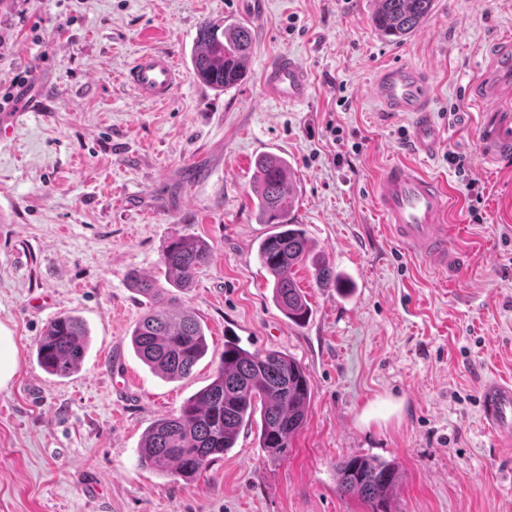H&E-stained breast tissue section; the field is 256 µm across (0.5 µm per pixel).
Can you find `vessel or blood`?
I'll use <instances>...</instances> for the list:
<instances>
[{"mask_svg":"<svg viewBox=\"0 0 512 512\" xmlns=\"http://www.w3.org/2000/svg\"><path fill=\"white\" fill-rule=\"evenodd\" d=\"M491 62L471 86L476 104L484 109L478 137L484 161L512 163V37L497 39L489 50ZM175 59L164 52L138 56L124 75L126 84L141 98L167 100L180 81ZM267 93L285 105L303 103L311 90L310 75L295 57L274 58L263 75ZM372 96L382 115L406 113L412 118L411 148L423 158L432 156L439 132L431 111L432 88L417 67L387 64L372 85ZM379 211L394 237L433 267L447 268L449 232L444 222L447 191L437 179L417 167L396 162L387 167L377 196ZM483 422L499 447H512V384L491 379L481 390Z\"/></svg>","mask_w":512,"mask_h":512,"instance_id":"vessel-or-blood-1","label":"vessel or blood"}]
</instances>
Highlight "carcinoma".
Returning a JSON list of instances; mask_svg holds the SVG:
<instances>
[{"label": "carcinoma", "mask_w": 512, "mask_h": 512, "mask_svg": "<svg viewBox=\"0 0 512 512\" xmlns=\"http://www.w3.org/2000/svg\"><path fill=\"white\" fill-rule=\"evenodd\" d=\"M433 4L434 0H377L373 21L384 35L403 38L418 30ZM252 46V30L245 23L228 20L221 30L203 25L192 52L197 78L217 90L233 87L246 74ZM253 192L261 223L273 225L258 245V259L273 277L275 304L289 320L301 324L310 306L287 272L308 260L318 287L334 288L335 269L296 227L292 215L295 186L285 159L267 154L256 160ZM211 257L208 242L178 236L163 248L160 269L171 287L186 288ZM128 279L152 302L131 333L136 355L165 379L188 377L207 352L201 325L190 313L171 310L154 279L135 270L128 273ZM87 347L88 333L78 317H56L38 341V364L50 375L68 376L78 370ZM310 400L309 377L294 357L280 350L250 351L227 336L214 379L178 413L160 417L151 425L138 450V462L161 474L192 478L224 457L257 413L259 447L281 457L306 422ZM400 481L396 463L374 457L350 456L336 466L339 494L357 496L368 512H391Z\"/></svg>", "instance_id": "carcinoma-1"}]
</instances>
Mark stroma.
Returning a JSON list of instances; mask_svg holds the SVG:
<instances>
[{
	"label": "stroma",
	"mask_w": 512,
	"mask_h": 512,
	"mask_svg": "<svg viewBox=\"0 0 512 512\" xmlns=\"http://www.w3.org/2000/svg\"><path fill=\"white\" fill-rule=\"evenodd\" d=\"M375 8L266 0L247 20L248 77L220 92L197 79L190 54L203 24L244 18L243 0H0V89L28 75L35 103L0 126V326L18 350L17 373L0 388V512H366L336 491V465L352 454L398 464L392 512H512V452L495 446L480 406L484 379H512V167L481 159V111L467 92L490 40L512 32V0H435L397 43L376 28ZM151 51L182 70L162 103L123 79ZM282 53L311 72L310 98L293 107L263 87ZM393 61L434 84L433 158L410 154L409 118L386 124L376 113L369 89ZM452 152L463 172L449 165ZM265 153L288 160L298 223L352 286L317 287L311 265L296 266L311 307L301 326L275 305L257 256L271 230L252 199ZM395 160L447 186L446 222L457 229L447 271L382 221L379 177ZM181 235L213 248L175 293L208 352L169 381L130 345L149 303L127 275L160 278L161 250ZM62 314L90 334L65 378L36 362L47 323ZM228 335L305 368L312 398L291 448L269 457L251 424L193 479L139 466L145 432L213 380ZM381 399L400 412L362 421Z\"/></svg>",
	"instance_id": "35a3bbf8"
}]
</instances>
